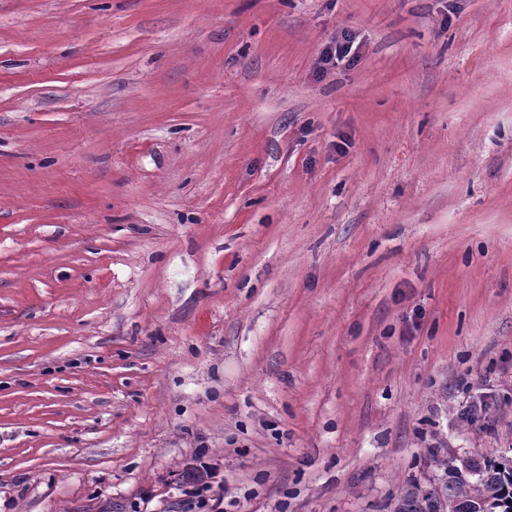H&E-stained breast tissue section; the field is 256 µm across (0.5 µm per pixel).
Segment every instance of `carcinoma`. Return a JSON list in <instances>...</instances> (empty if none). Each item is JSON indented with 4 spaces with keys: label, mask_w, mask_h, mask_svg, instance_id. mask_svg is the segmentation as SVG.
Segmentation results:
<instances>
[{
    "label": "carcinoma",
    "mask_w": 512,
    "mask_h": 512,
    "mask_svg": "<svg viewBox=\"0 0 512 512\" xmlns=\"http://www.w3.org/2000/svg\"><path fill=\"white\" fill-rule=\"evenodd\" d=\"M441 488L414 487L394 512H512V457H468L464 469L444 467Z\"/></svg>",
    "instance_id": "carcinoma-1"
}]
</instances>
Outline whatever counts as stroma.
<instances>
[{
    "label": "stroma",
    "mask_w": 512,
    "mask_h": 512,
    "mask_svg": "<svg viewBox=\"0 0 512 512\" xmlns=\"http://www.w3.org/2000/svg\"><path fill=\"white\" fill-rule=\"evenodd\" d=\"M201 448L224 512L512 450V0H0V512ZM353 45L354 41L349 36L330 42L321 55L322 69L336 68V65L349 61V57L353 53Z\"/></svg>",
    "instance_id": "35a3bbf8"
}]
</instances>
